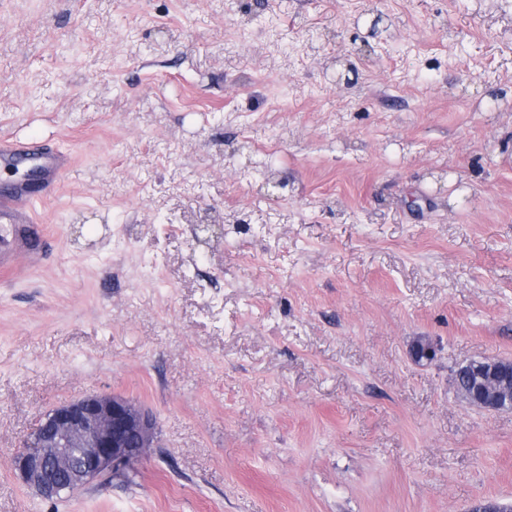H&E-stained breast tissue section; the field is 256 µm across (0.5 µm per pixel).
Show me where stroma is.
Instances as JSON below:
<instances>
[{
    "label": "stroma",
    "mask_w": 512,
    "mask_h": 512,
    "mask_svg": "<svg viewBox=\"0 0 512 512\" xmlns=\"http://www.w3.org/2000/svg\"><path fill=\"white\" fill-rule=\"evenodd\" d=\"M1 137L73 161L0 276V512L512 501L454 382L512 361V0H0ZM89 392L154 445L40 499L12 457Z\"/></svg>",
    "instance_id": "obj_1"
}]
</instances>
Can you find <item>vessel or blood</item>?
<instances>
[{
    "label": "vessel or blood",
    "instance_id": "b4317fda",
    "mask_svg": "<svg viewBox=\"0 0 512 512\" xmlns=\"http://www.w3.org/2000/svg\"><path fill=\"white\" fill-rule=\"evenodd\" d=\"M0 160L34 168L36 184L19 182L0 190V224L12 227L0 235V269H13L18 260H39L48 246V236L35 224L31 212L36 200L50 196L58 186L60 173L71 160L69 150L47 144H21L0 149Z\"/></svg>",
    "mask_w": 512,
    "mask_h": 512
}]
</instances>
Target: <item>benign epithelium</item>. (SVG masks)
<instances>
[{
  "mask_svg": "<svg viewBox=\"0 0 512 512\" xmlns=\"http://www.w3.org/2000/svg\"><path fill=\"white\" fill-rule=\"evenodd\" d=\"M489 378L480 361L470 360L475 378L484 383L494 410H512V385L497 383L502 366L490 359ZM41 430L27 435L13 457L16 475L42 499H57L94 481L133 468L153 446L156 420L132 401L90 393L61 402L41 417Z\"/></svg>",
  "mask_w": 512,
  "mask_h": 512,
  "instance_id": "7a95c632",
  "label": "benign epithelium"
}]
</instances>
